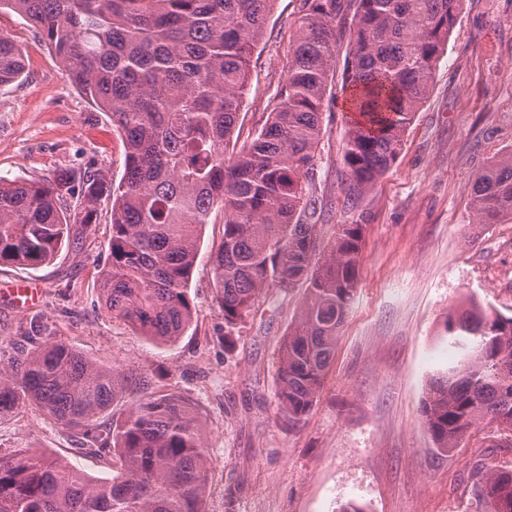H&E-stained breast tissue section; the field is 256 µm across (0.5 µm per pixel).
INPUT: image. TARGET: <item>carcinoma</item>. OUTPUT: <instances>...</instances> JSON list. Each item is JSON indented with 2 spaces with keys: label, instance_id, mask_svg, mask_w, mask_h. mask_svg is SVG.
Here are the masks:
<instances>
[{
  "label": "carcinoma",
  "instance_id": "1",
  "mask_svg": "<svg viewBox=\"0 0 512 512\" xmlns=\"http://www.w3.org/2000/svg\"><path fill=\"white\" fill-rule=\"evenodd\" d=\"M276 0H0L58 57L62 75L108 113L123 143L115 181L87 171L78 186L0 178V267L38 269L79 244L111 204L101 300L157 345L176 343L196 313L189 284L202 231L224 209L211 253L224 348L270 288L301 283L304 297L278 349L275 398L285 422H305L356 297L364 225L325 241L310 196L337 39L349 37L350 109L344 161L357 199L397 160L427 99L463 0H305L288 74L265 123L236 135L252 54ZM26 59L0 35V85ZM479 224L512 223V151L477 175ZM456 363L429 381L423 425L436 454L488 422L512 447V315L466 300L446 321ZM132 384L122 371L43 338L0 365V418L20 402L79 439L80 453L116 455L119 470L87 477L71 463L21 451L0 458V512H205L209 446L199 407L172 393L112 403ZM476 512H512V465L477 463Z\"/></svg>",
  "mask_w": 512,
  "mask_h": 512
}]
</instances>
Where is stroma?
Segmentation results:
<instances>
[{"label":"stroma","mask_w":512,"mask_h":512,"mask_svg":"<svg viewBox=\"0 0 512 512\" xmlns=\"http://www.w3.org/2000/svg\"><path fill=\"white\" fill-rule=\"evenodd\" d=\"M303 12L304 0H276L251 58L242 133L260 128L272 110ZM0 33L27 58L25 73L0 86V175L52 181L88 169L121 178L124 147L107 114L64 79L24 18L0 12ZM345 56L338 50L313 190L324 236L339 224L364 225L360 282L302 426L281 419L275 378L278 343L304 290L270 289L225 351L209 262L222 210L202 232L190 288L194 321L170 346L136 334L101 303L97 266L108 252V205L90 238L63 246L52 263L0 269V289L35 283L42 290L26 309L0 296V361L24 350L22 333L48 336L146 381L149 390L200 406L209 444L206 512H340L350 502L366 512H474L473 460L512 461V449L501 447L488 424L464 447L435 455L421 415L430 378L455 359L444 327L449 312L470 295L512 311V223L477 224L470 206L477 174L512 150V0H464L398 159L354 202L346 197L343 159ZM76 448L30 403L0 420V458L43 451L93 478L119 468Z\"/></svg>","instance_id":"stroma-1"}]
</instances>
